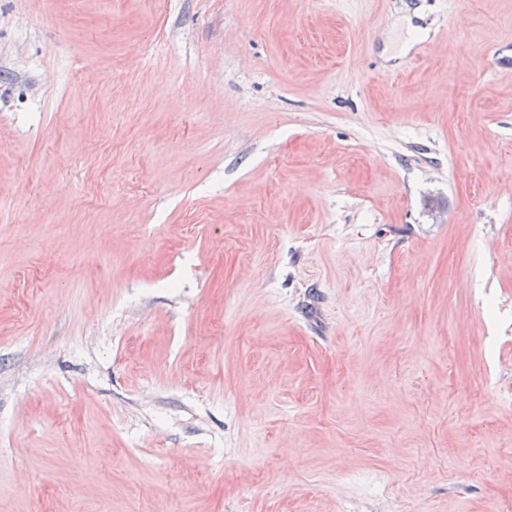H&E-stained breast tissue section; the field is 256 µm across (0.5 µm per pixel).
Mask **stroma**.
<instances>
[{
	"label": "stroma",
	"mask_w": 512,
	"mask_h": 512,
	"mask_svg": "<svg viewBox=\"0 0 512 512\" xmlns=\"http://www.w3.org/2000/svg\"><path fill=\"white\" fill-rule=\"evenodd\" d=\"M512 0H0V512H512Z\"/></svg>",
	"instance_id": "stroma-1"
}]
</instances>
